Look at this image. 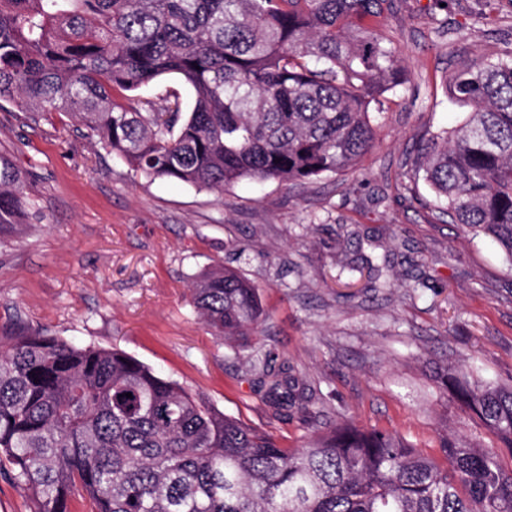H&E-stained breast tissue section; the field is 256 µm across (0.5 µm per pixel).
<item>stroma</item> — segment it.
<instances>
[{
    "label": "stroma",
    "instance_id": "obj_1",
    "mask_svg": "<svg viewBox=\"0 0 512 512\" xmlns=\"http://www.w3.org/2000/svg\"><path fill=\"white\" fill-rule=\"evenodd\" d=\"M386 32L410 80L388 94L372 149L344 175L300 185L243 181L223 193L134 173L71 116L31 121L0 99V150L27 173L32 219L0 237V335L24 326L124 350L285 448L308 432L259 392L271 355L316 393L321 422L396 433L433 458L441 434L488 437L433 377L465 363L512 381V268L488 238L439 217L425 183H395L431 133L467 106L447 83L512 50V0H395ZM136 98L190 111L174 76ZM238 270L265 316L249 349L212 335L189 290L199 272ZM392 288L376 287L378 276Z\"/></svg>",
    "mask_w": 512,
    "mask_h": 512
}]
</instances>
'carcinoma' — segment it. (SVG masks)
Masks as SVG:
<instances>
[{
    "label": "carcinoma",
    "instance_id": "cac0c4a2",
    "mask_svg": "<svg viewBox=\"0 0 512 512\" xmlns=\"http://www.w3.org/2000/svg\"><path fill=\"white\" fill-rule=\"evenodd\" d=\"M394 0H0V98L38 120L65 112L131 171L224 193L242 180L304 183L353 170L375 141L371 106L408 83L373 22ZM175 74L194 93L141 111L116 101ZM473 106L431 137L400 183L494 238L512 269V52L461 71ZM25 174L0 152V236L26 223ZM200 316L237 350L264 315L259 292L218 266L190 288ZM275 409L313 391L290 367L252 364ZM493 439L439 438L446 466L382 428L312 430L300 448L247 426L116 348L40 332L0 337V475L34 512H512V386L459 365L439 376ZM132 397H126V394Z\"/></svg>",
    "mask_w": 512,
    "mask_h": 512
}]
</instances>
